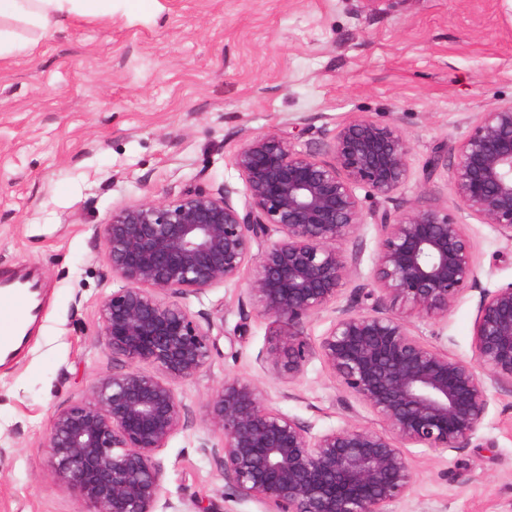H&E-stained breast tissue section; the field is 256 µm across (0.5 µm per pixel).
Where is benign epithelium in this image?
Listing matches in <instances>:
<instances>
[{"label": "benign epithelium", "instance_id": "7a95c632", "mask_svg": "<svg viewBox=\"0 0 512 512\" xmlns=\"http://www.w3.org/2000/svg\"><path fill=\"white\" fill-rule=\"evenodd\" d=\"M329 153L320 160L277 132L254 136L233 158L243 204L224 184L112 210L102 233L122 286L101 301L99 320L112 356L130 367L97 377L87 396L57 412L47 440L51 473L81 512H156L164 490L156 455L189 415L173 383L196 377L213 335H224V325L198 321L167 296L198 297L246 269L248 301L288 326L263 362L293 380L318 354L382 429L313 434L271 408L258 385L227 378L201 406L221 445L202 448L241 498L272 512H386L414 481L403 443L469 447L488 412L487 386L512 384V283L480 295L475 361L423 343L406 316H448L476 285L473 246L446 211L374 210L375 287L338 308L311 347L295 328L336 304L354 272L341 245L368 219L356 189L387 197L410 175L409 141L368 117L344 124ZM453 155L460 205L512 242V101L481 113Z\"/></svg>", "mask_w": 512, "mask_h": 512}]
</instances>
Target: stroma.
I'll return each mask as SVG.
<instances>
[{
  "label": "stroma",
  "instance_id": "obj_1",
  "mask_svg": "<svg viewBox=\"0 0 512 512\" xmlns=\"http://www.w3.org/2000/svg\"><path fill=\"white\" fill-rule=\"evenodd\" d=\"M512 100V0H126L41 38L0 65V269L40 283V313L0 359V512H79L51 474L53 416L99 375L123 368L100 334L99 304L121 282L102 226L113 208L185 188L243 189L233 155L267 132L299 136L320 159L349 120L397 126L411 146L408 181L364 209L420 205L464 224L477 287L447 318H412L424 343L473 360L481 290L512 283V243L457 202L451 159L427 173L438 146H456L480 112ZM379 231L342 245L355 269L339 305L372 285ZM220 285L185 305L224 321L208 365L174 385L186 427L157 458V512H269L241 499L200 449L221 433L197 414L228 377L318 434L378 417L344 393L319 357L294 380L260 360L274 326ZM489 409L468 448L409 444L411 490L387 512H512V386L487 389Z\"/></svg>",
  "mask_w": 512,
  "mask_h": 512
}]
</instances>
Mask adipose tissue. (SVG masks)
Masks as SVG:
<instances>
[{"mask_svg":"<svg viewBox=\"0 0 512 512\" xmlns=\"http://www.w3.org/2000/svg\"><path fill=\"white\" fill-rule=\"evenodd\" d=\"M112 12V0H0V60L29 53L34 43L19 39L14 24L45 36L73 18H96Z\"/></svg>","mask_w":512,"mask_h":512,"instance_id":"obj_1","label":"adipose tissue"}]
</instances>
